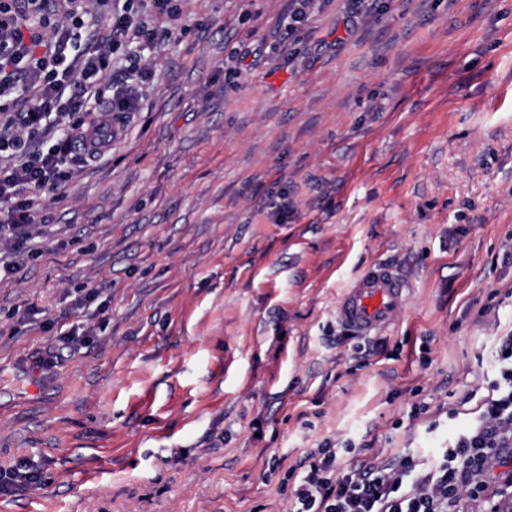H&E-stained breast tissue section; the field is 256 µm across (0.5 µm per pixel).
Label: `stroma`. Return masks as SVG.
Masks as SVG:
<instances>
[{
    "label": "stroma",
    "mask_w": 512,
    "mask_h": 512,
    "mask_svg": "<svg viewBox=\"0 0 512 512\" xmlns=\"http://www.w3.org/2000/svg\"><path fill=\"white\" fill-rule=\"evenodd\" d=\"M132 2L162 37L112 70L149 90L0 280V466L43 472L0 512H285L324 441L429 458L512 332V0H322L293 34L288 0ZM375 262L409 299L354 338ZM87 288L95 343L34 372ZM406 300V284L396 270L386 263H375L343 290L336 320L356 337L376 335L398 316Z\"/></svg>",
    "instance_id": "obj_1"
}]
</instances>
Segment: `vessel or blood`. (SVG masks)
I'll list each match as a JSON object with an SVG mask.
<instances>
[{
  "label": "vessel or blood",
  "instance_id": "obj_1",
  "mask_svg": "<svg viewBox=\"0 0 512 512\" xmlns=\"http://www.w3.org/2000/svg\"><path fill=\"white\" fill-rule=\"evenodd\" d=\"M406 300V284L396 270L388 264L375 263L343 290L336 306V320L354 336H372L391 324Z\"/></svg>",
  "mask_w": 512,
  "mask_h": 512
}]
</instances>
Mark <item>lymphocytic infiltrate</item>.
<instances>
[{
  "label": "lymphocytic infiltrate",
  "instance_id": "1",
  "mask_svg": "<svg viewBox=\"0 0 512 512\" xmlns=\"http://www.w3.org/2000/svg\"><path fill=\"white\" fill-rule=\"evenodd\" d=\"M54 14L51 0H0V99L25 88L21 108H0V251L21 252L39 234L34 217L44 191L65 186L71 161L96 155L78 143L88 132L111 128L136 111L147 71L133 68L111 80L112 60L127 38L151 45L157 27L124 7L109 34L88 32L86 18L106 0H68ZM111 93H104V86ZM73 134H60L64 125ZM96 328L83 320L53 336L36 366L49 369L65 356L94 343ZM495 361L497 379L473 423L437 449L430 469L404 455L381 464L361 459L342 466L332 443L300 462L288 512H454L462 493L485 491L486 473L512 459V334L501 339Z\"/></svg>",
  "mask_w": 512,
  "mask_h": 512
}]
</instances>
